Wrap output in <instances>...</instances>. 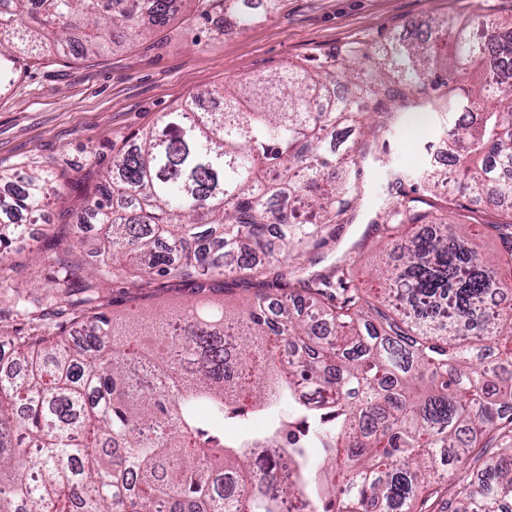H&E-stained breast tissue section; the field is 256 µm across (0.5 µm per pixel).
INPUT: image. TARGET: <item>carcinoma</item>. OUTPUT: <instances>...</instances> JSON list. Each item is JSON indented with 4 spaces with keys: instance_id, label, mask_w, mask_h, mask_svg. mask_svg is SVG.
I'll return each instance as SVG.
<instances>
[{
    "instance_id": "cac0c4a2",
    "label": "carcinoma",
    "mask_w": 512,
    "mask_h": 512,
    "mask_svg": "<svg viewBox=\"0 0 512 512\" xmlns=\"http://www.w3.org/2000/svg\"><path fill=\"white\" fill-rule=\"evenodd\" d=\"M175 0H0V89L14 56L66 57L148 35ZM239 24L253 16L219 0ZM349 63L293 66L202 90L164 113L93 186L103 259H76L72 236L37 302L70 315L79 340L10 336L0 366V512H414L446 448L456 477L448 512H506L512 503V308L502 281L462 223L436 221L448 176L423 169L418 189L379 209L384 224L419 226L393 238L378 269L387 310L356 280L360 252L336 278L301 276L292 262L334 240L364 192L356 158L370 141L365 103L383 110L408 93L456 92L442 119L457 192L506 207L512 182L488 159L512 161V19L439 23L434 34L352 47ZM344 85L336 97V83ZM480 120H470V113ZM58 193L42 174L0 195V265L24 234L16 216ZM142 279L224 275L264 288L245 308L198 302L145 324L108 315L100 290L114 271ZM305 293L308 313L288 303ZM265 418L233 439L224 424ZM501 438L485 478L469 449Z\"/></svg>"
}]
</instances>
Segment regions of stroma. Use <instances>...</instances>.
<instances>
[{
    "instance_id": "1",
    "label": "stroma",
    "mask_w": 512,
    "mask_h": 512,
    "mask_svg": "<svg viewBox=\"0 0 512 512\" xmlns=\"http://www.w3.org/2000/svg\"><path fill=\"white\" fill-rule=\"evenodd\" d=\"M512 16V0H279L275 13L246 28L225 21L218 0H177L169 21L147 37L99 55L52 59L21 57L13 86L0 93V191L4 176L31 171L64 174L58 197L37 218L39 235H24L11 264L0 266V311L9 312L15 296L40 295L54 269L53 236L67 235L69 210L90 216L82 189L105 174L112 159L132 137L155 125L189 94L224 86L244 76H267L290 65L316 68L325 60L344 61L354 42L377 45L403 36L413 25L468 14ZM423 98L392 103L396 126L386 129V115L366 110L387 145V164L408 172L430 162L424 145L440 131L417 127ZM366 192L352 221L337 225L336 244L316 253L315 271L329 273L352 246H360L367 264L379 262L386 239L374 217L396 196L378 163L364 162ZM460 214L476 221L472 231L479 251L502 247L489 224L494 207L468 197L455 201ZM252 290L216 278L205 287L190 280L158 278L144 283L131 276L111 281L103 296L115 315L153 314L179 309L187 301L208 300L236 309Z\"/></svg>"
}]
</instances>
